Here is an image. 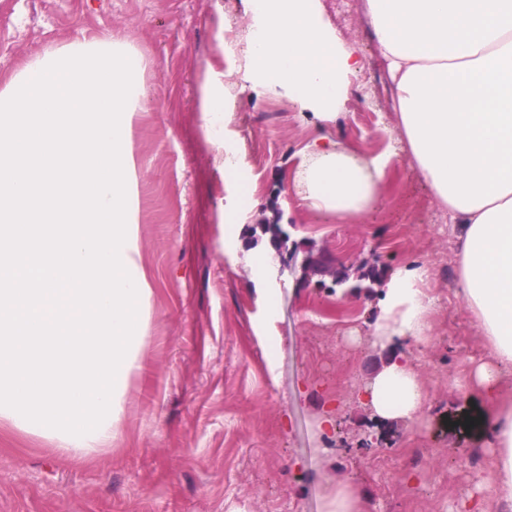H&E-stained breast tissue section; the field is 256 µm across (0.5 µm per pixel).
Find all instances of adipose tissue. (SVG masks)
<instances>
[{
	"label": "adipose tissue",
	"mask_w": 512,
	"mask_h": 512,
	"mask_svg": "<svg viewBox=\"0 0 512 512\" xmlns=\"http://www.w3.org/2000/svg\"><path fill=\"white\" fill-rule=\"evenodd\" d=\"M251 25L242 81L283 95L324 123L336 120L362 66L358 51L325 19L320 0H246ZM366 19L394 86L401 152L364 159L336 142L307 144L296 197L341 224L361 223L389 168L409 157L457 230L456 279L486 341L485 357L452 377V396L481 397L473 421L493 450L483 478L500 512H512V0H366ZM237 81L207 71L198 110L224 176L244 162L228 129ZM427 268L393 272L371 326V344L394 355L360 395L377 419L421 425L427 394L400 342L429 343L434 299Z\"/></svg>",
	"instance_id": "adipose-tissue-1"
}]
</instances>
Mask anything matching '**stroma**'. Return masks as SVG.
I'll return each mask as SVG.
<instances>
[{"label":"stroma","mask_w":512,"mask_h":512,"mask_svg":"<svg viewBox=\"0 0 512 512\" xmlns=\"http://www.w3.org/2000/svg\"><path fill=\"white\" fill-rule=\"evenodd\" d=\"M363 66L335 123L263 89L235 93L231 124L246 179L225 181L197 110L207 69L239 67L218 42L248 19L241 0H0V75L76 40L112 36L143 57L149 105L133 127L137 245L153 280L145 368L132 381L111 449L80 461L0 421V512H326L337 484L365 512H459L484 467L448 379L486 349L457 291L448 214L408 160L392 167L361 223L327 224L292 187L305 146L327 134L368 157L396 144L394 89L364 0H321ZM229 24L217 34L218 20ZM236 205L234 223L222 215ZM391 272L428 263L433 340L405 352L429 391L425 423L379 422L358 394L388 357L368 333L378 291L281 269L264 227ZM332 415V430L320 428Z\"/></svg>","instance_id":"35a3bbf8"}]
</instances>
